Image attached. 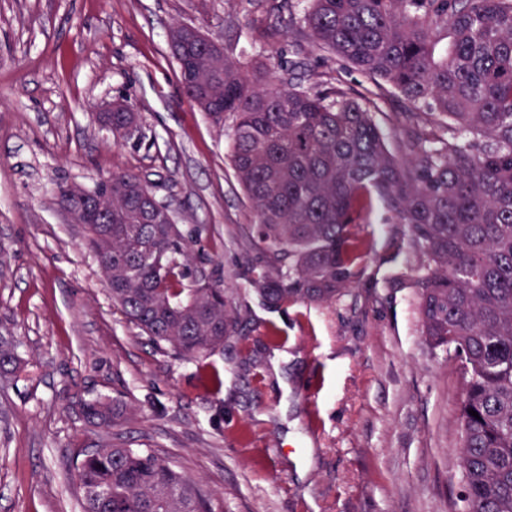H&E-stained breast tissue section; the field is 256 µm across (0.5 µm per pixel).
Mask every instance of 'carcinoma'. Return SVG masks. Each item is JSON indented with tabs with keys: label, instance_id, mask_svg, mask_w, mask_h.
<instances>
[{
	"label": "carcinoma",
	"instance_id": "1",
	"mask_svg": "<svg viewBox=\"0 0 512 512\" xmlns=\"http://www.w3.org/2000/svg\"><path fill=\"white\" fill-rule=\"evenodd\" d=\"M303 23L318 47L392 86L405 124L427 117L436 129L398 157L369 91L277 83L196 47L176 58L186 96L231 123L257 224L247 244L262 256L253 290L270 308L334 302L359 273V223L385 198L419 258L422 336L460 372L462 512H512V0H309ZM110 179L123 222L85 229L112 303L156 347L203 361L239 336L228 289L191 270L179 225L144 223V208L165 205L146 181ZM18 348L0 334L1 380L21 372ZM72 408L96 427L128 420L118 397ZM79 456L81 512H210L207 494L152 449L112 441Z\"/></svg>",
	"mask_w": 512,
	"mask_h": 512
}]
</instances>
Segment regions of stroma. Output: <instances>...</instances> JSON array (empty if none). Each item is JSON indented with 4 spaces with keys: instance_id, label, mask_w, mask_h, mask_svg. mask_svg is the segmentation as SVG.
<instances>
[{
    "instance_id": "35a3bbf8",
    "label": "stroma",
    "mask_w": 512,
    "mask_h": 512,
    "mask_svg": "<svg viewBox=\"0 0 512 512\" xmlns=\"http://www.w3.org/2000/svg\"><path fill=\"white\" fill-rule=\"evenodd\" d=\"M305 0H0V330L20 341L29 375L0 385V512H80L75 398L120 396V439L170 455L212 512H454L463 398L453 363L421 336L418 264L402 225L372 201L360 274L336 302L267 309L258 262L240 239L251 222L230 131L185 98L169 32L199 28L233 59L304 86L369 77L307 39ZM123 99L143 123L103 127ZM405 105L386 93L374 115L388 149L406 152ZM126 171L150 183L193 238L194 259L224 277L246 339L212 356L221 389L197 364L149 343L113 304L82 225L58 183L92 189ZM400 286H392L396 273ZM277 330L280 343L267 334Z\"/></svg>"
}]
</instances>
